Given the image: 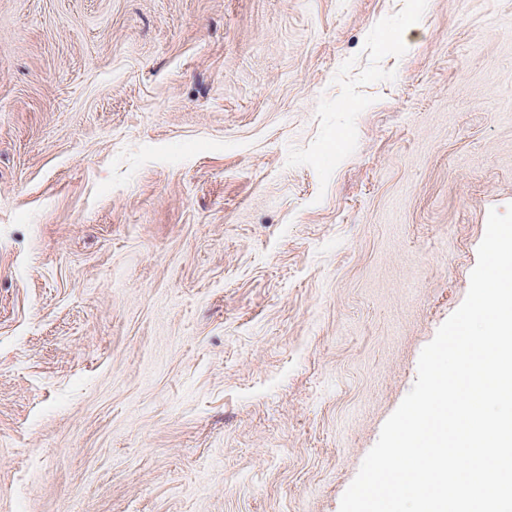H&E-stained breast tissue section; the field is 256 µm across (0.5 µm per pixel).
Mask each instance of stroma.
<instances>
[{
    "mask_svg": "<svg viewBox=\"0 0 512 512\" xmlns=\"http://www.w3.org/2000/svg\"><path fill=\"white\" fill-rule=\"evenodd\" d=\"M512 204V0H0V512H339Z\"/></svg>",
    "mask_w": 512,
    "mask_h": 512,
    "instance_id": "stroma-1",
    "label": "stroma"
}]
</instances>
